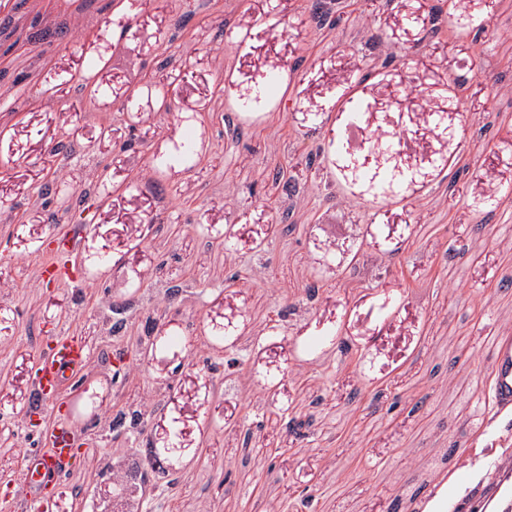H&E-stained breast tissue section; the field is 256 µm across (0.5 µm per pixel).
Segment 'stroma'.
<instances>
[{"label": "stroma", "mask_w": 512, "mask_h": 512, "mask_svg": "<svg viewBox=\"0 0 512 512\" xmlns=\"http://www.w3.org/2000/svg\"><path fill=\"white\" fill-rule=\"evenodd\" d=\"M309 2L172 0L174 13L193 14L182 38L139 42L137 55L111 58L96 76L110 86L135 71L164 83L177 75L174 113L134 118L109 97L79 104L58 93L49 108L41 99L58 75L83 72L105 50L102 27L120 21L116 7L27 0L45 27L78 18L84 27L72 46L22 40L0 55V135L25 148L0 167L8 204L0 253L28 256L0 264V494L13 496L8 512L27 509L20 457L29 432L20 416L34 398L30 370L44 337L71 331L89 348L99 420L85 428L79 462L46 512H109L114 468L147 447L173 407L191 454L151 477L140 495L145 512H424L442 492L447 512H499L512 499V405L493 403L490 369L496 344L512 339V287L503 285L512 278V40L501 38L512 32V0H494L495 27L480 54L469 39L422 31L409 56L391 65L410 84L469 80L459 95L462 135L446 167L386 205L325 187L305 156L351 97H389L395 85L380 76L386 53L372 36L402 32L406 15L429 0H324L344 15L333 29L310 23ZM268 17L286 18L284 38L265 25ZM363 17L371 26H360ZM283 60L296 69L280 93L301 113H323L322 128L306 133L298 115L281 111L229 131L233 84ZM184 112L198 115L197 164L155 185L143 172ZM132 134L146 148L121 151ZM61 139L72 142L75 159L50 166ZM57 169L74 195L104 182L93 228L47 223L40 189ZM280 172L294 176V191L277 182ZM229 183L231 200L216 206ZM478 198L484 208L474 207ZM373 222L385 225L397 254L364 236ZM55 230L71 235L80 257L90 242L110 243L123 269L143 273L140 290L112 270L88 289L43 286L40 243ZM329 234L349 247L330 270L321 249ZM115 297L126 305L119 336L111 332ZM388 299L397 307L383 320L379 306ZM225 319L248 363L215 373L198 358L215 356L207 327ZM170 322L183 334L177 358L146 351L147 328ZM277 322L280 335H270ZM332 326L352 353L326 344L298 356L299 344ZM132 412L138 434L115 437L113 420ZM292 417L309 421L308 439L289 434ZM452 444L457 454H449ZM305 493L314 497L307 509Z\"/></svg>", "instance_id": "stroma-1"}]
</instances>
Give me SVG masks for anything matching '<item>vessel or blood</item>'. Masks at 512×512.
<instances>
[{
	"instance_id": "1",
	"label": "vessel or blood",
	"mask_w": 512,
	"mask_h": 512,
	"mask_svg": "<svg viewBox=\"0 0 512 512\" xmlns=\"http://www.w3.org/2000/svg\"><path fill=\"white\" fill-rule=\"evenodd\" d=\"M87 359L82 336L46 337L43 351L32 367V376L39 393V406L33 413L36 437L50 448L49 454L28 450L23 458L34 497L56 484L57 479L79 457L81 444L64 425L43 427L47 411L54 409L59 389L65 380L77 379ZM490 367L495 379V396L500 403H512V341L500 344L491 355Z\"/></svg>"
}]
</instances>
